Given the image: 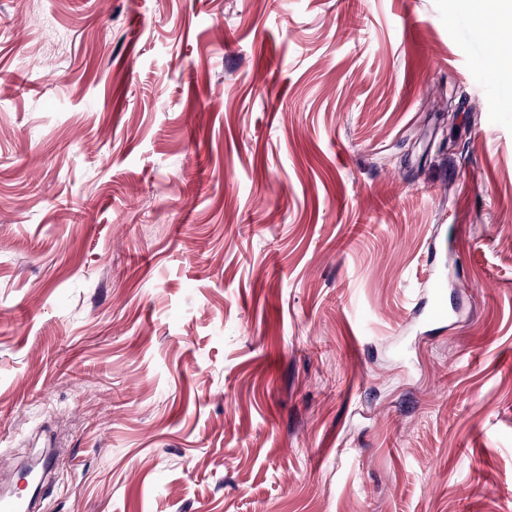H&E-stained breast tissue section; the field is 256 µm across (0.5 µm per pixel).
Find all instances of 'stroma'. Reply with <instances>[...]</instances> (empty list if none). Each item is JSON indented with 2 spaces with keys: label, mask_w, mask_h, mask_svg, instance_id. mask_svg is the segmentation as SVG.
I'll use <instances>...</instances> for the list:
<instances>
[{
  "label": "stroma",
  "mask_w": 512,
  "mask_h": 512,
  "mask_svg": "<svg viewBox=\"0 0 512 512\" xmlns=\"http://www.w3.org/2000/svg\"><path fill=\"white\" fill-rule=\"evenodd\" d=\"M473 17L0 0V457L61 449L44 512H512V65Z\"/></svg>",
  "instance_id": "1"
}]
</instances>
